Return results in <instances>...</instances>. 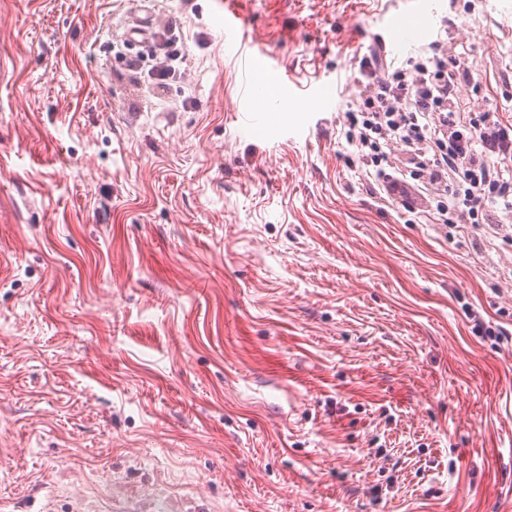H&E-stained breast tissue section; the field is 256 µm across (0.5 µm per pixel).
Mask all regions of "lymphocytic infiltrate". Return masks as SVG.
I'll return each instance as SVG.
<instances>
[{
  "instance_id": "1",
  "label": "lymphocytic infiltrate",
  "mask_w": 512,
  "mask_h": 512,
  "mask_svg": "<svg viewBox=\"0 0 512 512\" xmlns=\"http://www.w3.org/2000/svg\"><path fill=\"white\" fill-rule=\"evenodd\" d=\"M369 92L345 113V139L379 200L431 224L512 228V123L462 97L473 69L446 41L405 65L371 50Z\"/></svg>"
}]
</instances>
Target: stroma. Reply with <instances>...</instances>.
<instances>
[{
    "mask_svg": "<svg viewBox=\"0 0 512 512\" xmlns=\"http://www.w3.org/2000/svg\"><path fill=\"white\" fill-rule=\"evenodd\" d=\"M225 2L0 0V512H512V241L348 162L413 0ZM431 26L512 117V0ZM168 44L173 47L171 51H167L164 54V59L157 61V58H154V42L146 41L144 42V47H146V53L142 54V58H149L151 61L156 60L155 65L152 66L153 70V79L157 80H166V77L171 74L172 70L175 72V69L172 65L175 61H180L181 63L187 60V54L185 53L183 42H181V46L177 48V43L179 41L172 40L171 38L167 39Z\"/></svg>",
    "mask_w": 512,
    "mask_h": 512,
    "instance_id": "1",
    "label": "stroma"
}]
</instances>
